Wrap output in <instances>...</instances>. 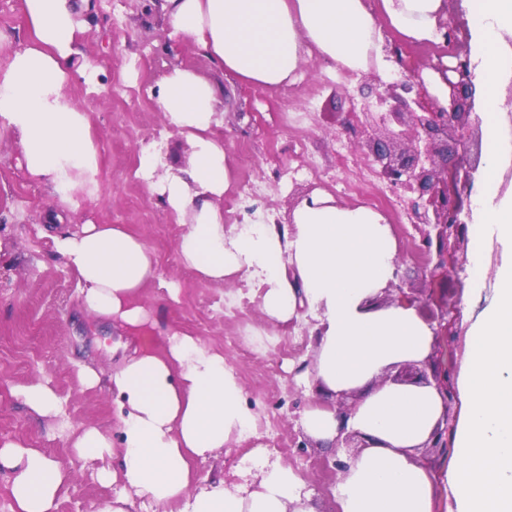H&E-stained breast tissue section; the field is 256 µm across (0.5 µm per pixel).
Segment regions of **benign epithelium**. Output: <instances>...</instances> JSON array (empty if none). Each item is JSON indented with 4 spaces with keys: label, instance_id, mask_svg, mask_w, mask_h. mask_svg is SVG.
<instances>
[{
    "label": "benign epithelium",
    "instance_id": "obj_1",
    "mask_svg": "<svg viewBox=\"0 0 512 512\" xmlns=\"http://www.w3.org/2000/svg\"><path fill=\"white\" fill-rule=\"evenodd\" d=\"M386 57L408 70L405 80L391 84L378 94L377 103L382 106L393 101L388 112L379 117L382 133L367 135L365 146L379 174L389 188L405 197L411 224L421 228L420 243L415 249L424 257L428 270L429 291L442 292L443 310L438 324L431 327L433 336L446 343L442 363L433 365L432 377H427L426 367L431 358L421 363H405L397 367L392 380L397 383H433L449 406L454 398L451 377L456 368L459 318L456 306L448 299V277L456 271V265L448 262V254H458L460 240L465 238V222L460 218L461 208L454 196L448 194V180L443 172L448 165V137L460 126L468 123L474 96L471 64L468 58L453 51L449 56L455 64L446 65L442 58L429 62L425 68L441 75L448 86V103L442 105L426 87L423 70L404 59L403 49L396 43L385 44ZM401 87L405 93L415 92L407 99L396 93ZM408 125L409 133H399L388 128V121ZM412 306L417 302L416 289L404 288L389 282L383 295L371 300L378 308L384 300ZM449 412H444L441 423L435 429L425 447L448 451V432L451 430Z\"/></svg>",
    "mask_w": 512,
    "mask_h": 512
}]
</instances>
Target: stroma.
<instances>
[{"instance_id": "obj_1", "label": "stroma", "mask_w": 512, "mask_h": 512, "mask_svg": "<svg viewBox=\"0 0 512 512\" xmlns=\"http://www.w3.org/2000/svg\"><path fill=\"white\" fill-rule=\"evenodd\" d=\"M81 20V58L94 72L95 83L74 78L67 93L86 113L96 140L97 185L66 198L54 193L29 178L18 164L12 138L0 132V441H24L54 460L74 461L71 443L80 429L118 431L115 394L104 382L83 388L80 370H94L104 379L125 356L145 347L162 349L171 332H186L223 351L242 384L259 434L196 461L200 476L240 483L235 466L243 453L262 443L308 484L320 512H336L331 490L340 473L335 463L351 458L353 451L309 440L302 426V416L311 407H337L335 400L310 389L298 372L299 366L315 360V319L305 312L285 325L270 322L256 303L230 297L229 286L204 282L183 266L177 245L186 227L136 170L142 147L151 144L169 163L188 161L185 140L166 128L155 103L168 70L180 66L216 83L222 92L224 120L215 132L224 140L234 177L233 190L224 197L225 226L247 219L287 223L294 195L308 187L344 206L363 205V197L344 192L342 186L358 181L369 165L363 131L379 110L377 93L401 81L399 66L390 61L381 71L349 72L315 57L288 86H250L218 71L190 42L170 39L157 0H93ZM23 30L21 0H0V67L23 48ZM457 135L448 150V167L456 172L448 190L460 193L461 218L471 228L478 222L476 200L482 188L477 185L471 195L461 194L464 176L456 167L462 154L476 168L484 166L481 104H474L468 124ZM301 146L316 169L288 172ZM252 183L262 186V193L249 191ZM378 209L398 243L399 276L406 285L420 288L415 309L430 320L439 315L441 301L424 290L423 262L412 254L417 232L412 224L400 223L389 204ZM49 211L63 215L66 230L88 222L120 224L151 246L158 277L177 282L180 293L172 300L156 284L144 288L141 303L153 322L146 334L125 332L81 310L78 280L54 256L44 231L42 219ZM500 261L497 244L488 240L481 283H474L466 269L452 275L449 286L462 325H469L478 312L473 286L492 291ZM39 381L54 391L60 404L57 416L38 417L16 395L17 387ZM119 490V485L101 484L93 466H85L61 490L56 512H100Z\"/></svg>"}]
</instances>
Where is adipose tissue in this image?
<instances>
[{
    "mask_svg": "<svg viewBox=\"0 0 512 512\" xmlns=\"http://www.w3.org/2000/svg\"><path fill=\"white\" fill-rule=\"evenodd\" d=\"M77 0H22L25 45L0 69V127L14 135L27 175L61 195L96 185L99 155L90 125L66 92L77 72ZM170 38L190 40L219 70L238 81L287 86L312 56L351 71L383 68L381 24L417 43L442 41L447 0H163ZM483 79L486 143L479 223L468 267L481 279L482 244L501 252L495 288L467 336L456 384L461 411L445 473L448 512H512V194L499 195L502 142L497 129L512 84V0H477L471 17ZM219 88L174 67L157 93L165 124L190 148L187 167H162L157 150H142L137 174L188 226L177 245L182 265L204 280H246L260 293V311L286 323L310 310L318 354L307 383L328 395L359 392L347 419L308 409L309 436L332 447L339 427L359 433L365 448L333 489L338 512H432L435 474L418 458L444 414L434 386L386 381L393 365L424 360L433 336L414 307L374 310L370 299L393 278L397 241L385 216L365 206L336 204L329 195L301 202L292 226H224L231 173L224 142L213 134ZM60 261L78 277L87 314L140 331L148 321L141 291L158 282L168 298L175 283L158 281L146 240L120 226L87 223L52 237ZM119 399V440L90 426L80 430L76 457L94 464L101 483L122 493L102 512H129L132 498L181 512H316L306 483L267 447L249 454L252 486L208 483L193 458L257 435L242 385L222 352L186 333L167 347L126 357L107 379ZM11 512H55L71 465L19 441L0 444Z\"/></svg>",
    "mask_w": 512,
    "mask_h": 512,
    "instance_id": "1",
    "label": "adipose tissue"
}]
</instances>
